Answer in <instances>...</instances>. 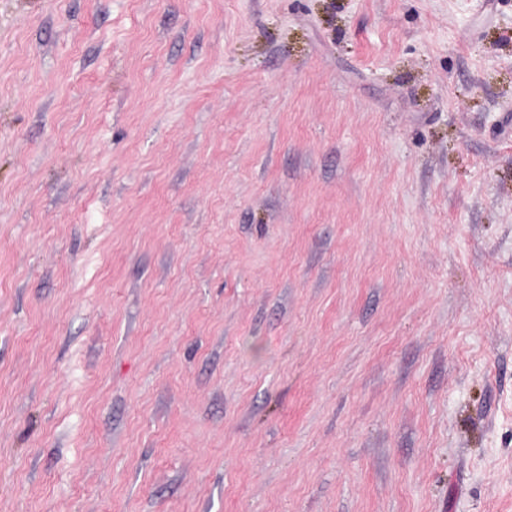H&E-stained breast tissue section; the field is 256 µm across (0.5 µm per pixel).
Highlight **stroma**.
I'll return each instance as SVG.
<instances>
[{
  "label": "stroma",
  "instance_id": "1",
  "mask_svg": "<svg viewBox=\"0 0 512 512\" xmlns=\"http://www.w3.org/2000/svg\"><path fill=\"white\" fill-rule=\"evenodd\" d=\"M0 512H512V0H0Z\"/></svg>",
  "mask_w": 512,
  "mask_h": 512
}]
</instances>
